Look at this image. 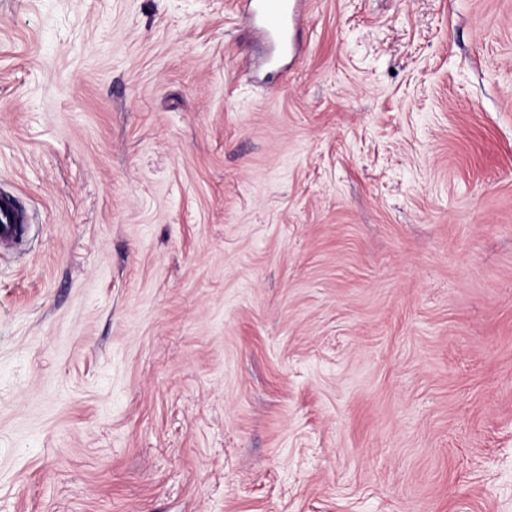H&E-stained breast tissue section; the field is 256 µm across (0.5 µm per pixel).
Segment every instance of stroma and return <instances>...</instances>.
I'll return each instance as SVG.
<instances>
[{
  "label": "stroma",
  "mask_w": 512,
  "mask_h": 512,
  "mask_svg": "<svg viewBox=\"0 0 512 512\" xmlns=\"http://www.w3.org/2000/svg\"><path fill=\"white\" fill-rule=\"evenodd\" d=\"M0 0V512H512V0ZM244 12L254 17L260 29L282 54L293 50V32L298 27L309 0H241Z\"/></svg>",
  "instance_id": "1"
}]
</instances>
